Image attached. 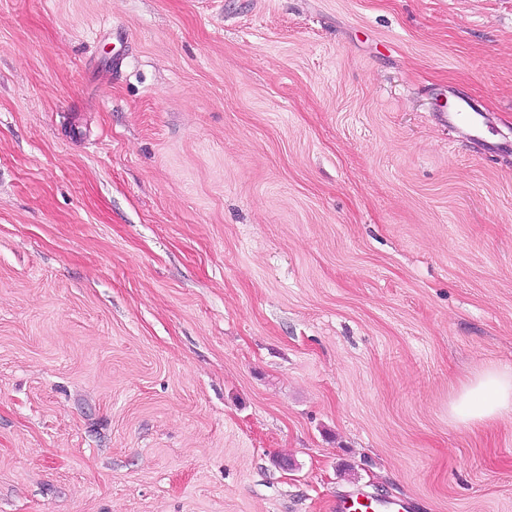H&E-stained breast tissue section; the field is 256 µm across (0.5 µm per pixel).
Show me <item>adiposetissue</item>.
Returning <instances> with one entry per match:
<instances>
[{"label":"adipose tissue","mask_w":512,"mask_h":512,"mask_svg":"<svg viewBox=\"0 0 512 512\" xmlns=\"http://www.w3.org/2000/svg\"><path fill=\"white\" fill-rule=\"evenodd\" d=\"M448 416L466 426L512 417V368L489 366L477 371L455 391Z\"/></svg>","instance_id":"obj_1"}]
</instances>
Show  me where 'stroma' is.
Wrapping results in <instances>:
<instances>
[{"label":"stroma","mask_w":512,"mask_h":512,"mask_svg":"<svg viewBox=\"0 0 512 512\" xmlns=\"http://www.w3.org/2000/svg\"><path fill=\"white\" fill-rule=\"evenodd\" d=\"M489 365L512 0H0V512H512ZM448 128L464 126L469 137L475 142H487L486 128L488 127L486 114L480 112L471 99L460 97L456 105L445 116ZM448 416L466 426L512 417V368L489 366L477 371L454 392ZM412 504L403 499H377L365 501L359 495L336 500V512H412Z\"/></svg>","instance_id":"obj_1"}]
</instances>
